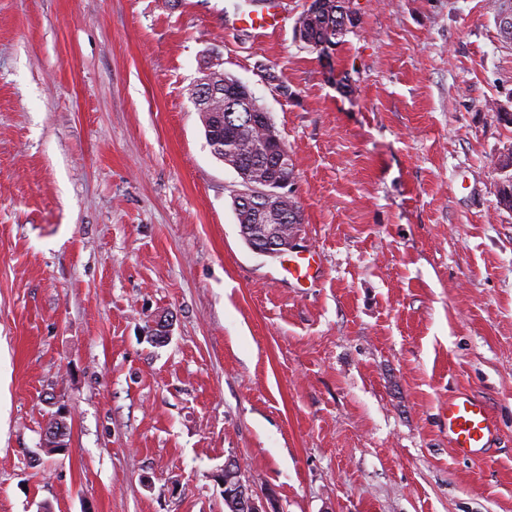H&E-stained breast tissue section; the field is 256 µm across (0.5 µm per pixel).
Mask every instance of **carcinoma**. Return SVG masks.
<instances>
[{"mask_svg":"<svg viewBox=\"0 0 512 512\" xmlns=\"http://www.w3.org/2000/svg\"><path fill=\"white\" fill-rule=\"evenodd\" d=\"M352 21L336 11L334 0H328L324 11L312 15L304 12L298 18L300 40L315 49L323 41L339 43V37L348 32ZM212 82L197 84L192 89V97L205 98L203 105L208 113L203 115L205 138L217 159L235 170L263 173L268 170L269 160L265 153L256 149L260 133L248 124L249 113L262 112L254 97L241 103H228L227 91L232 88L228 81L232 77L221 71L211 72Z\"/></svg>","mask_w":512,"mask_h":512,"instance_id":"carcinoma-1","label":"carcinoma"}]
</instances>
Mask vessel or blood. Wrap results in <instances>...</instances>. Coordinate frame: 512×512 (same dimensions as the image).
Segmentation results:
<instances>
[{
  "label": "vessel or blood",
  "mask_w": 512,
  "mask_h": 512,
  "mask_svg": "<svg viewBox=\"0 0 512 512\" xmlns=\"http://www.w3.org/2000/svg\"><path fill=\"white\" fill-rule=\"evenodd\" d=\"M319 270L314 255H296L288 265L290 277L299 284L313 279ZM448 441L457 455L468 457L493 448L499 427L484 400L465 390L454 392L447 406Z\"/></svg>",
  "instance_id": "obj_1"
}]
</instances>
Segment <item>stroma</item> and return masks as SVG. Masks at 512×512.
<instances>
[{"label": "stroma", "instance_id": "35a3bbf8", "mask_svg": "<svg viewBox=\"0 0 512 512\" xmlns=\"http://www.w3.org/2000/svg\"><path fill=\"white\" fill-rule=\"evenodd\" d=\"M499 3L349 0L320 53L308 0L259 37L248 0H0V512H227L230 458L267 512H512ZM205 64L285 143L316 282L241 238ZM459 389L489 458L448 446ZM327 2L326 10L312 15L306 13L308 10H305L296 23V35L299 29V39L312 49H317L318 43L329 41L319 46L323 51L328 50L331 46H334L331 42L339 43L338 38L343 37L348 32L349 26L353 27L348 15L346 21L343 13L336 11V4H334L336 1L328 0ZM447 421L448 442L461 457L486 453L499 436L497 421L484 400L466 390L448 397Z\"/></svg>", "mask_w": 512, "mask_h": 512}]
</instances>
